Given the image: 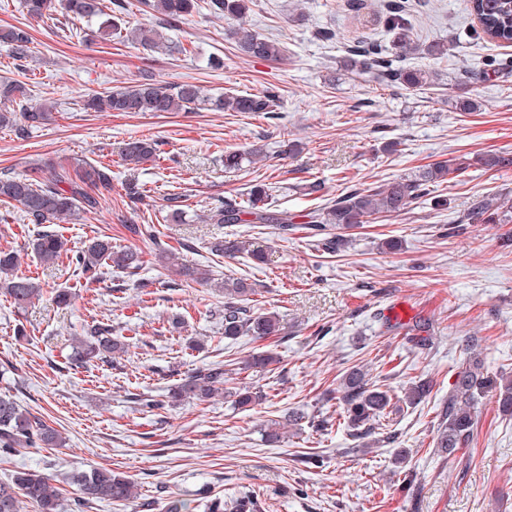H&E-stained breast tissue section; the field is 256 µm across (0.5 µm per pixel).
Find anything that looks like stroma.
Returning <instances> with one entry per match:
<instances>
[{"label": "stroma", "mask_w": 512, "mask_h": 512, "mask_svg": "<svg viewBox=\"0 0 512 512\" xmlns=\"http://www.w3.org/2000/svg\"><path fill=\"white\" fill-rule=\"evenodd\" d=\"M198 2L192 17L168 30L184 53L167 55L114 37L85 38L97 29L94 21L58 15L33 24L21 0H0V27L30 25L37 59L25 68L0 50V77L24 83L29 99L54 105L25 138L0 128V175L28 172L44 160L110 166L112 192L99 210L56 230L72 248L104 233L142 256L140 269L111 271L96 283L66 260L44 268L23 251L38 225L27 223L16 204L0 202V250L19 252L21 272L46 292L22 309L0 294V394L65 439L60 448L0 455V481L25 465L54 473L106 468L133 482L134 499L84 512H165L172 497L198 502L242 491L253 493L259 512H512V417L500 414L495 393L472 409L470 447L452 461L433 447L459 365L476 355L489 375L512 376V224L465 221L477 201L512 197V168L470 166L435 189L448 196L449 209L413 203L353 230L351 246L338 254L323 251L300 227L283 235L267 224L168 218L171 197H181L194 215L224 197L244 199L254 180L268 185L272 208L298 216L437 161L512 155V45L482 34L467 0H416L417 36L447 43L448 54L412 61L437 73L433 85L386 87L343 75L338 60L366 38L391 47L381 18L398 0H361L356 9L351 0H253L246 23L287 49L273 62L239 57L224 35L228 20L211 14L207 0ZM323 29L334 31L332 41L318 38ZM490 58L499 67L477 87L480 110L457 111L456 84ZM146 70L208 95L272 88L280 106L271 113L83 111L85 96L136 81ZM142 137L156 142V154L127 170L122 147ZM287 140L301 151L285 159L279 150ZM389 142L395 150H386ZM252 146L261 149L253 163L225 169V151ZM131 181L147 191L136 204L126 194ZM312 181L320 192L304 194ZM132 224L153 225L154 237L131 234ZM234 233L263 245L262 266L245 255L210 252L211 241ZM390 238L400 249L384 248ZM180 241L193 245L186 260L214 277L257 284L254 310L277 313L287 327V336L266 341L282 359L281 372L232 375L231 386L262 392L253 410L221 397L152 411L137 402L163 399L190 370L256 347L247 337L225 342L223 294L180 281L156 261L158 243ZM56 289L70 292V306L52 303ZM398 303L408 305L411 318L431 319L433 349L403 346L385 322L373 321ZM95 320L126 337L127 351L109 363L76 364L73 339ZM355 364L367 365L401 405L382 421L396 433L394 443L372 446L342 423L336 389ZM421 378L432 379V393L418 406L404 405L406 388ZM292 410L323 428L306 424L280 446L265 445L261 426ZM310 454L321 456V467L306 463Z\"/></svg>", "instance_id": "1"}]
</instances>
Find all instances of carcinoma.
<instances>
[{
    "instance_id": "carcinoma-1",
    "label": "carcinoma",
    "mask_w": 512,
    "mask_h": 512,
    "mask_svg": "<svg viewBox=\"0 0 512 512\" xmlns=\"http://www.w3.org/2000/svg\"><path fill=\"white\" fill-rule=\"evenodd\" d=\"M470 11L480 21L482 31L502 44H512V0H468ZM123 8L118 0H24L29 19H49L59 12L76 19L99 21L97 31L112 34V7ZM151 7L158 14V24L140 26L125 33L128 41L143 47L163 49L167 52H183L185 48L165 37L161 27L185 19L195 9L194 0H153ZM214 14L238 18L249 9V0H210ZM393 32L396 59L385 60L372 47H359L348 51L340 66L347 72L378 84L397 83L408 89H420L434 83V72L396 65L415 55L444 56L448 45L443 42L424 44L414 34L413 25L403 9L397 8L387 18ZM241 56L265 61H278L286 52L283 43L262 35L258 31L238 24L226 30ZM32 36L26 27L4 26L0 28V48L15 60L32 57ZM488 70L473 73L457 86L455 108L461 112H474L481 102L475 94V85L488 80ZM277 91L268 88L259 93L219 94L206 96L193 83L169 84L145 79L134 85L118 87L86 101V108L93 112H191L202 106L215 112L259 113L273 112L278 107ZM53 106L29 101L22 85L14 81L0 82V127L13 130L20 136L42 125L49 118ZM156 155V144L149 139L128 142L122 153V161L130 169ZM254 152L239 150L224 152V167L240 169ZM476 163L488 170L512 167L508 154H486L476 158ZM470 166L465 158H452L435 162L414 176L394 178L373 189L353 190L336 203L322 209H314L304 215V225L312 236L321 237L322 247L330 253L344 250L349 239L332 233L335 228L346 229L393 213H400L412 203L428 194L429 187L448 182L449 176ZM112 191V171L104 165L77 160L70 165L44 161L35 164L31 173L0 177V200L12 201L31 224H74L82 215L98 208L100 199ZM268 193L265 184H253L245 199L219 200L210 205L196 218L207 224H271L282 233L293 226V218L282 211L266 207ZM471 224H511L512 199L495 197L482 200L467 214ZM26 249L44 266L56 264L64 257L70 258L82 274L92 281L103 279L104 271L112 268L134 271L140 268V254L132 249H116L112 238L99 234L88 239L80 250L72 253L67 242L53 230H43L28 241ZM215 254H246L260 264L264 255L250 239H218L211 243ZM158 262L169 272L185 282H199L224 294V338L234 340L250 336L255 340L271 336L287 335L286 327L274 313L256 312L248 305L249 297L256 288L242 278L227 277L217 281L208 269L189 264L173 247L161 248L156 253ZM19 255L14 251H0V289L19 307L33 303L43 296L41 283L19 272ZM403 336L412 346L430 350L435 344L433 324L430 320H418L399 326ZM126 343L113 335L112 325L98 323L91 326L84 336L74 338V361L90 363L106 362L125 352ZM281 363L278 354L267 351L249 354L242 360L245 369L266 370ZM228 372L221 363L203 364L195 368L171 389L167 402L177 405L188 400L205 401L221 394L232 398L240 410H250L259 404L262 395L251 387L224 388ZM433 382L421 378L405 392V403L415 406L432 392ZM498 391V406L505 415L512 412V381L501 377L494 379L484 372L482 362L469 358L465 366L456 372V379L448 392V402L443 407L435 438V448L448 455H455L467 448L474 439V420L471 408L485 392ZM339 400L343 406L344 421L350 436L366 438L375 433L384 411L391 405L389 391L375 384L365 366L356 364L342 375ZM305 415L289 411L285 423L276 421L263 431L264 442L275 446L287 433V426H298ZM65 438L55 428L48 426L22 408L16 400L0 394V453L9 454L19 448L63 446ZM67 483L75 487V508L83 509L97 501L125 503L134 498V486L123 476L106 469L92 468L66 475ZM59 476L44 469L21 468L6 481H0V512H21L22 505L31 504L35 512H59L61 508ZM204 512H257V501L249 492L224 502L215 496L203 504Z\"/></svg>"
}]
</instances>
